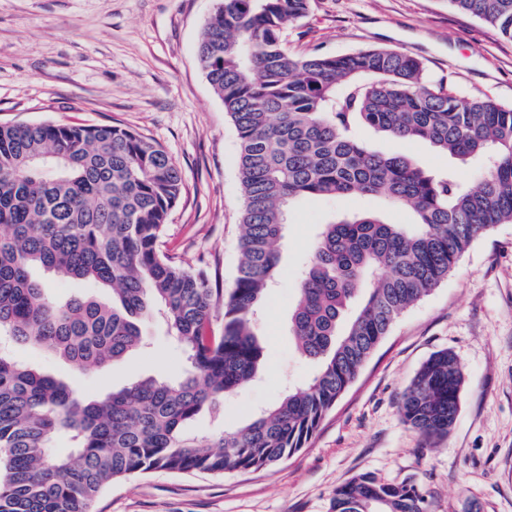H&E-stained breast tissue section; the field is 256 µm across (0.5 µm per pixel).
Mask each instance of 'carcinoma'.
Instances as JSON below:
<instances>
[{
    "mask_svg": "<svg viewBox=\"0 0 512 512\" xmlns=\"http://www.w3.org/2000/svg\"><path fill=\"white\" fill-rule=\"evenodd\" d=\"M512 40V0H448ZM310 0H217L197 55L239 141L243 191L234 287L187 270L160 249L182 193L160 145L125 127L0 123V335L85 372L143 345L159 317L187 354L178 381L148 376L98 397L0 351V512H93L116 480L164 470L226 473L300 451L409 308L448 278L463 253L512 223V106L462 97L399 50L293 55L286 33ZM366 127L423 141L478 174L428 171L370 148ZM356 194L409 208L415 222L354 213L318 234L291 316L301 354L320 363L309 383L211 436L189 426L264 364L254 318L279 265L290 205ZM36 269L89 282L105 295L55 300ZM464 375L433 353L400 397L402 421L429 445L460 410ZM65 436L67 454L52 442ZM332 512H426L411 484L370 474L336 487Z\"/></svg>",
    "mask_w": 512,
    "mask_h": 512,
    "instance_id": "1",
    "label": "carcinoma"
}]
</instances>
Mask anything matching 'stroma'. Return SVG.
Segmentation results:
<instances>
[{
  "label": "stroma",
  "instance_id": "1",
  "mask_svg": "<svg viewBox=\"0 0 512 512\" xmlns=\"http://www.w3.org/2000/svg\"><path fill=\"white\" fill-rule=\"evenodd\" d=\"M216 0H0V122L112 124L161 145L183 189L161 237L182 267L216 269L232 286L240 256L243 197L235 129L197 63ZM296 54L343 55L370 48L408 52L433 81L465 97L512 105V41L448 0H311L288 32ZM360 136L371 147L429 170L470 167L413 141ZM376 211L395 224L408 210L351 195L294 202L279 271L256 323L263 371L226 396L193 432L207 436L276 403L317 373L297 350L289 318L321 225ZM147 347L129 359L77 375L46 352L13 346L19 360L97 395L142 376L174 380L186 361L166 326H142ZM454 353L464 374L460 411L448 436L426 447L399 417L397 399L434 352ZM371 474L418 487L428 512H512V224L475 241L447 280L390 328L356 380L305 448L276 465L224 476L136 474L114 481L96 512H331V493Z\"/></svg>",
  "mask_w": 512,
  "mask_h": 512
}]
</instances>
